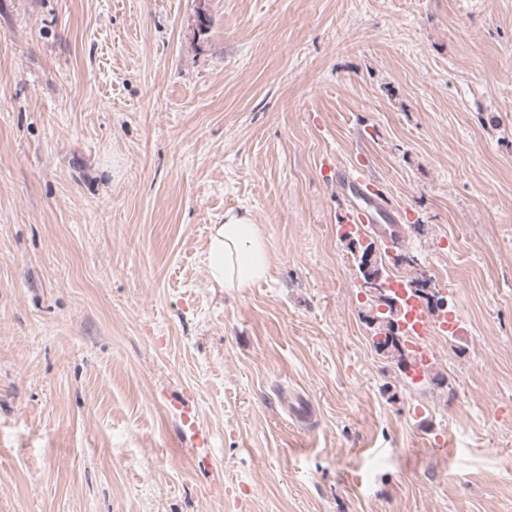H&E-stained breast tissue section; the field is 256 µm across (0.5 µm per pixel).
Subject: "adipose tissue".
<instances>
[{"instance_id": "1", "label": "adipose tissue", "mask_w": 512, "mask_h": 512, "mask_svg": "<svg viewBox=\"0 0 512 512\" xmlns=\"http://www.w3.org/2000/svg\"><path fill=\"white\" fill-rule=\"evenodd\" d=\"M207 264L213 287L227 291L251 287L269 273L266 240L248 216L225 213L223 223L210 228Z\"/></svg>"}]
</instances>
